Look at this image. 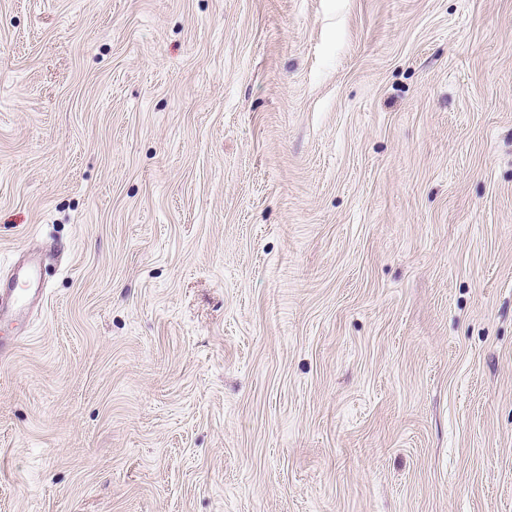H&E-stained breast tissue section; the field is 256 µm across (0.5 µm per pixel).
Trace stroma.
Returning <instances> with one entry per match:
<instances>
[{"instance_id": "1", "label": "stroma", "mask_w": 512, "mask_h": 512, "mask_svg": "<svg viewBox=\"0 0 512 512\" xmlns=\"http://www.w3.org/2000/svg\"><path fill=\"white\" fill-rule=\"evenodd\" d=\"M0 512H512V0H0Z\"/></svg>"}]
</instances>
